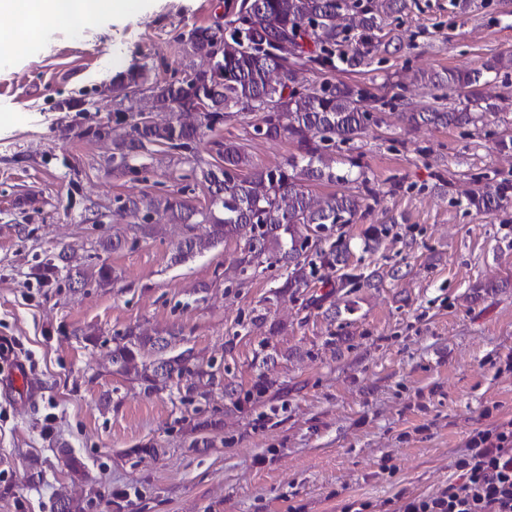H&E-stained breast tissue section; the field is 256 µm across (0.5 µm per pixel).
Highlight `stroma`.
Instances as JSON below:
<instances>
[{
	"mask_svg": "<svg viewBox=\"0 0 512 512\" xmlns=\"http://www.w3.org/2000/svg\"><path fill=\"white\" fill-rule=\"evenodd\" d=\"M224 0H137L126 16L81 31L52 24L0 52V344L28 362L29 396L0 384V512H387L397 499L437 492L456 476L467 440L512 419V203L494 212L468 194L512 172V69L486 76L500 112L464 128L399 119L406 103L456 102L415 74L480 70L512 55V0H408L386 21L400 36L381 60L335 79L395 96L366 101L373 123L333 167L366 206L343 229L350 267L370 274L352 291L324 272L316 303L268 304L285 270L224 279L236 241L175 261L181 227L160 217L134 238L116 199L184 189L209 196L199 169L217 168V141L245 139L237 114L193 154L158 152L112 172L115 126L127 102L105 93L131 64L180 78L206 68L176 34L222 21ZM78 99L83 111H61ZM102 223H88L92 212ZM385 225L365 245L371 225ZM122 244L103 250L102 242ZM107 279L37 273L61 249ZM181 330L177 351L213 361L219 379L201 411L176 387L145 391L113 373L127 328ZM266 350L267 359L257 351ZM233 381L237 395L224 393ZM54 431L45 434L46 417ZM81 464L73 473L60 460Z\"/></svg>",
	"mask_w": 512,
	"mask_h": 512,
	"instance_id": "stroma-1",
	"label": "stroma"
}]
</instances>
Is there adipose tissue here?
Segmentation results:
<instances>
[{"label":"adipose tissue","instance_id":"1","mask_svg":"<svg viewBox=\"0 0 512 512\" xmlns=\"http://www.w3.org/2000/svg\"><path fill=\"white\" fill-rule=\"evenodd\" d=\"M131 0H0V15L18 17L20 27L9 35L14 44L36 37L42 25L64 24L88 28L96 25L106 14L130 13Z\"/></svg>","mask_w":512,"mask_h":512}]
</instances>
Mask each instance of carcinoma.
Listing matches in <instances>:
<instances>
[{
  "instance_id": "1",
  "label": "carcinoma",
  "mask_w": 512,
  "mask_h": 512,
  "mask_svg": "<svg viewBox=\"0 0 512 512\" xmlns=\"http://www.w3.org/2000/svg\"><path fill=\"white\" fill-rule=\"evenodd\" d=\"M407 7L406 0H374L369 8L358 0H231L224 23L198 26L176 35L192 50L209 59V67L167 80L150 78L144 65H133L112 79V92L134 103L148 97L171 112L163 125L146 110L129 107L128 129L112 134V167L127 169L132 157L167 146L190 152L205 131L224 123L230 110L259 114L251 124L254 138L286 136L297 144L293 156L273 168L251 164L244 145L234 139L219 143L224 166L203 170L209 184L211 205L198 208L172 192H144L120 206L136 221L133 228L147 239L154 234V217L160 213L184 227L176 260L182 261L230 239L244 240V247L224 270V275L244 279L263 265L285 268L273 299L303 296L320 269L336 272L346 267L347 249L342 229L355 222L363 197L338 191L325 198L313 196L314 182L344 183L347 177L330 166V153L359 139L371 120L363 103L374 94L363 87L329 78L307 88H297L295 71L315 61L333 72L338 65L357 68L369 64L375 33L385 18ZM512 65L494 58L485 71L450 69L443 74L421 75L433 87L467 88L463 107L446 111L423 107L404 113L411 124L443 127L474 126L497 105L484 96V72ZM201 97L216 99L210 112L195 110ZM512 199V179L473 192L468 204L491 211ZM177 334L152 336L134 328L115 339L113 373L132 376L147 391L185 382L190 398L206 399L216 374L191 363L188 350L171 352Z\"/></svg>"
}]
</instances>
